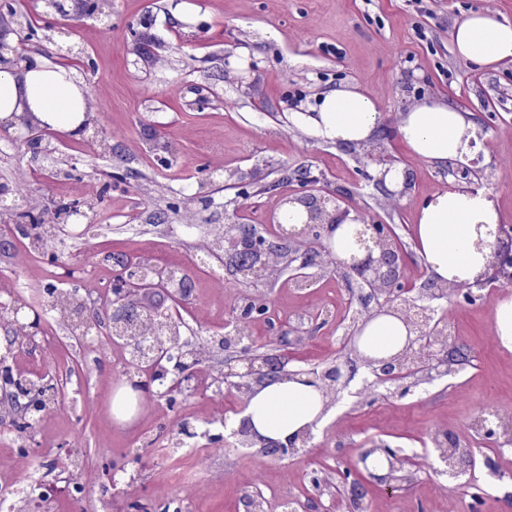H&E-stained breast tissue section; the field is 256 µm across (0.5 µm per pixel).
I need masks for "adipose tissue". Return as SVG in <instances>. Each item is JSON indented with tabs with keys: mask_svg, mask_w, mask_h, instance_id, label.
<instances>
[{
	"mask_svg": "<svg viewBox=\"0 0 512 512\" xmlns=\"http://www.w3.org/2000/svg\"><path fill=\"white\" fill-rule=\"evenodd\" d=\"M450 39L457 57L477 69H512V23L491 11L466 14L453 26ZM86 110V88L71 69L39 59L0 65V121L8 123L30 111L50 130L76 133ZM380 117L376 102L349 86L329 91L298 115L309 134L356 146L372 142ZM398 135L414 157L437 168L467 163L477 152L471 112L443 100H424L407 108L400 115ZM499 222L496 207L482 192L453 185L419 206L416 249L435 281L471 283L490 260ZM481 229L487 232V246L478 251L474 241ZM414 337L400 316L380 313L361 326L357 350L373 359L390 358ZM323 392L319 382L304 375L255 385L243 412L251 437L281 446L297 443L325 422Z\"/></svg>",
	"mask_w": 512,
	"mask_h": 512,
	"instance_id": "ef3b65f1",
	"label": "adipose tissue"
}]
</instances>
